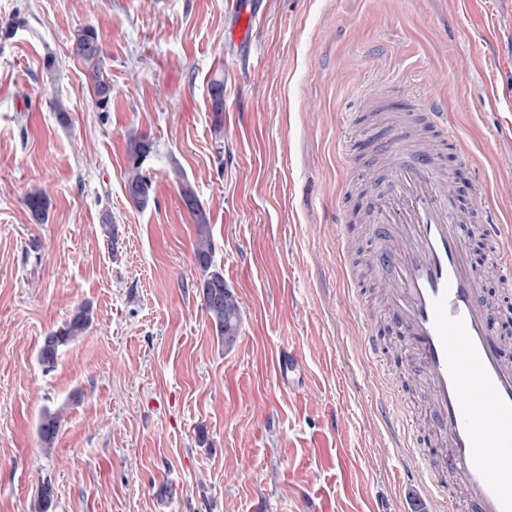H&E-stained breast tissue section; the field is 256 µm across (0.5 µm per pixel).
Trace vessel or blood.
<instances>
[{
	"mask_svg": "<svg viewBox=\"0 0 512 512\" xmlns=\"http://www.w3.org/2000/svg\"><path fill=\"white\" fill-rule=\"evenodd\" d=\"M444 142L461 144L442 104L425 116ZM384 150L390 183L375 194L372 264L383 283L402 349L428 395L432 440L412 420L397 447L413 449L419 480L436 512H512V359L496 334L494 312L477 278L459 223L441 150L424 148L406 116ZM503 273L512 272V241L485 222Z\"/></svg>",
	"mask_w": 512,
	"mask_h": 512,
	"instance_id": "vessel-or-blood-1",
	"label": "vessel or blood"
}]
</instances>
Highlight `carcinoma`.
Returning <instances> with one entry per match:
<instances>
[{
    "instance_id": "cac0c4a2",
    "label": "carcinoma",
    "mask_w": 512,
    "mask_h": 512,
    "mask_svg": "<svg viewBox=\"0 0 512 512\" xmlns=\"http://www.w3.org/2000/svg\"><path fill=\"white\" fill-rule=\"evenodd\" d=\"M71 51L76 58L92 65L97 105L102 111H108L112 101V84L103 77L104 54L96 31L91 27L80 30L72 42ZM208 92L212 101L214 126L219 131L223 127L224 78L219 75L213 77L209 82ZM152 148L153 142L143 135L128 137L126 148L128 172L125 188L139 194V199L135 200V206L140 210L147 208L153 200V181L143 173L142 169ZM180 196L181 200L187 204V210L193 216L196 226L197 246L194 250V260L199 270V279L195 288L203 302L206 316L217 340L224 344V348L229 349L236 343L240 332V303L224 281L223 271L214 262L211 229L205 209L191 185L185 180L180 183ZM25 205L33 223H45L49 208V198L45 191L37 190L28 193ZM91 321L90 308L82 307L75 311L61 328L44 336L39 349L41 362L48 365L54 364L59 351L76 341L89 327ZM59 427L60 419L57 413L49 411L43 413L38 433L44 448L53 447Z\"/></svg>"
}]
</instances>
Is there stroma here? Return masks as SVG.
<instances>
[{
  "label": "stroma",
  "instance_id": "35a3bbf8",
  "mask_svg": "<svg viewBox=\"0 0 512 512\" xmlns=\"http://www.w3.org/2000/svg\"><path fill=\"white\" fill-rule=\"evenodd\" d=\"M242 4L263 21L237 44L226 0H0V512H37L46 482L50 512H432L384 406L391 384L423 417L426 390L369 263L371 227L350 221L388 138L359 100L379 81L407 113L445 100L473 157L444 148L458 198L484 183L477 217L511 233L512 0ZM86 27L112 84L106 112L71 52ZM368 127L340 155L338 139ZM132 133L154 145L144 210L125 192ZM183 180L241 305L229 351L195 288ZM38 189L43 224L24 203ZM83 306L88 329L43 364V337ZM47 411L61 417L48 451ZM208 92L212 101L214 126L216 131H220L223 127L224 119V78L220 75L214 76L209 82ZM25 205L33 223H45L48 216L49 198L44 190L29 192L25 198Z\"/></svg>",
  "mask_w": 512,
  "mask_h": 512
}]
</instances>
